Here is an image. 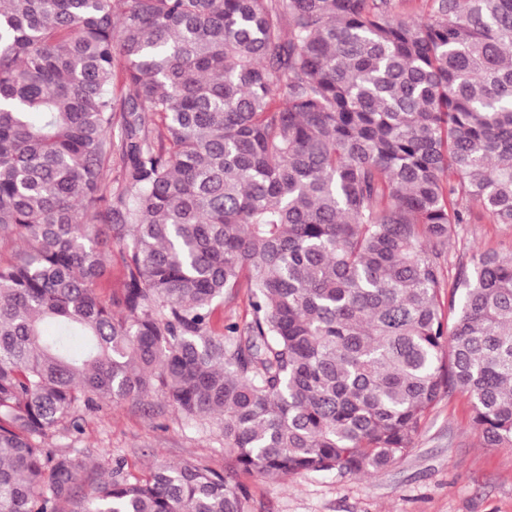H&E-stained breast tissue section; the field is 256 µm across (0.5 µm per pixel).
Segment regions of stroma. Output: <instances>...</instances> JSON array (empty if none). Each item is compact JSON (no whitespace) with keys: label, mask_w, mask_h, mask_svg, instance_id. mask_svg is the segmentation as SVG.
<instances>
[{"label":"stroma","mask_w":512,"mask_h":512,"mask_svg":"<svg viewBox=\"0 0 512 512\" xmlns=\"http://www.w3.org/2000/svg\"><path fill=\"white\" fill-rule=\"evenodd\" d=\"M477 247L508 252L512 225L459 226L447 246L450 270L468 263ZM82 426V433L54 435L48 445L82 458L89 480L106 477L119 462L134 479L161 464L189 461L242 484L245 512H512V449L485 447L469 399L457 391L440 398L407 455L371 476L332 471L273 482L226 470L216 426L186 420L154 393L103 404L84 415Z\"/></svg>","instance_id":"stroma-1"}]
</instances>
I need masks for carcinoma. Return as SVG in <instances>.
<instances>
[{"mask_svg":"<svg viewBox=\"0 0 512 512\" xmlns=\"http://www.w3.org/2000/svg\"><path fill=\"white\" fill-rule=\"evenodd\" d=\"M434 2L0 0V512H244L47 447L151 392L271 480L385 469L445 392L512 448V253L445 272L512 224V0ZM477 247L508 252L512 247V225L491 224L488 220L480 224H461L447 246L446 265L451 277L460 264H468L472 249ZM109 276L108 279L104 282L102 287V295H108L110 290H117L121 288L123 280H124V267L121 262V258L118 252V248L112 245V259L109 262ZM251 306L247 289L240 288L239 291L229 299L224 300V305L216 309L212 318L211 327L214 331H222L223 325L229 322H237L239 326L251 319Z\"/></svg>","mask_w":512,"mask_h":512,"instance_id":"cac0c4a2","label":"carcinoma"}]
</instances>
